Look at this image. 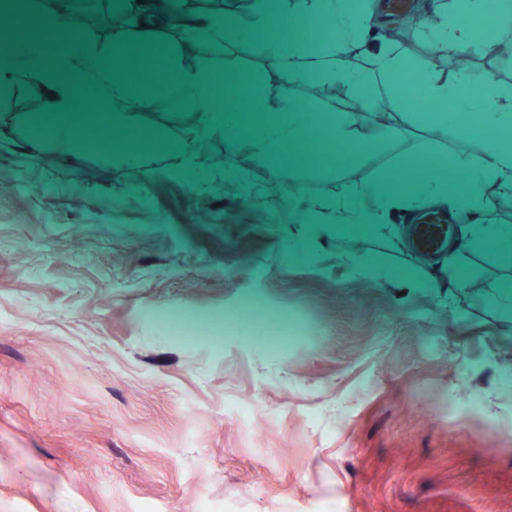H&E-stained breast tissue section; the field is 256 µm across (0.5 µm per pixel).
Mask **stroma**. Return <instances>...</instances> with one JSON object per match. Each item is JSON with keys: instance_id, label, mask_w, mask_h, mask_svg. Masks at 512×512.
Wrapping results in <instances>:
<instances>
[{"instance_id": "35a3bbf8", "label": "stroma", "mask_w": 512, "mask_h": 512, "mask_svg": "<svg viewBox=\"0 0 512 512\" xmlns=\"http://www.w3.org/2000/svg\"><path fill=\"white\" fill-rule=\"evenodd\" d=\"M407 149L319 150L285 195L213 181L214 139L189 179L150 155L143 188L0 114V512H512V316L450 293L447 248L426 275L413 244L288 233L294 199ZM354 250L398 274L343 266ZM459 260L512 291V253ZM252 297L264 316L194 334Z\"/></svg>"}]
</instances>
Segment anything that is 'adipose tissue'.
<instances>
[{"label": "adipose tissue", "mask_w": 512, "mask_h": 512, "mask_svg": "<svg viewBox=\"0 0 512 512\" xmlns=\"http://www.w3.org/2000/svg\"><path fill=\"white\" fill-rule=\"evenodd\" d=\"M415 11L428 19L421 36L438 52L462 51L477 41L489 51L496 42L512 39V26L487 13L481 0H416ZM0 13L32 32L67 21L83 36L97 28L67 0H0ZM379 13L377 0H365L359 8L352 0H151L146 8L132 0L128 6L114 5L110 23L97 28L101 38L91 39L83 53L64 61L52 49H38L36 41L17 39L10 29L0 42V112L20 116L27 124L48 117V127L35 128V135H48L68 154L87 156L91 143L81 133L78 117L110 103L116 113L101 118V126L126 133L108 151L113 167L148 185L155 172L145 165V154L166 148L172 173L188 174L203 163V154L186 144L169 147L160 131L144 128L142 116L155 109L151 88L125 87L137 67L123 33L128 23L147 21L176 35L181 70H164L161 85L176 92L191 129L223 141L225 152L238 157L242 168H260L272 184L283 185L287 170L307 159L311 144L341 150L358 162L385 152L390 143L412 140L410 152L397 160L405 172L401 184L383 177L341 195L305 197L306 223L328 226L340 236L362 233L400 251L404 236L390 229L388 212L401 205L433 206L462 220L460 247L512 248V226L488 218L492 203L512 200V88L493 79L475 85L463 73L418 62L410 45L391 37L369 48ZM274 16L304 17L323 38L315 46L298 37L265 44L256 85L235 69L209 62L208 53L232 42L242 20L261 33ZM100 58L110 60L108 72L97 66ZM28 63L36 65V72L25 71ZM68 68L81 69V76H65ZM303 81L318 88L320 102L293 98V87ZM86 87L93 90L87 99L81 96ZM372 88L378 92L373 121L329 105L336 94L358 96ZM418 88L433 108L417 102ZM53 92L65 110L50 108ZM242 96L248 99L244 110L238 106ZM455 112L467 113L469 120L452 129L448 117ZM452 132L467 142V149L449 151ZM452 168L463 174L453 184L448 181Z\"/></svg>", "instance_id": "adipose-tissue-1"}]
</instances>
